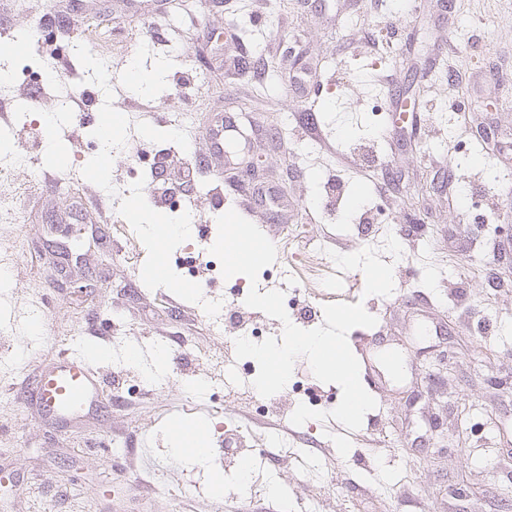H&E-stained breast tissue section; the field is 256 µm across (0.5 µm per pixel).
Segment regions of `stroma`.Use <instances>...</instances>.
<instances>
[{"label": "stroma", "instance_id": "stroma-1", "mask_svg": "<svg viewBox=\"0 0 512 512\" xmlns=\"http://www.w3.org/2000/svg\"><path fill=\"white\" fill-rule=\"evenodd\" d=\"M462 3L446 17L441 0L411 11L398 0H34L60 24L40 64L101 97L50 119L23 88L0 93L23 101L0 151L19 144L38 160L0 176L19 191L15 218L0 217V242L26 240L0 249V512H311L317 503L323 512H512V0ZM148 23L158 39L144 36ZM133 59L166 61L151 94L124 80ZM309 66L320 82L296 93L291 77ZM490 69L500 90L484 82ZM185 71L198 97L178 84ZM392 90L421 114L420 125L396 127V148L381 134ZM108 111L120 128L105 149L98 129ZM222 112L246 116L262 138L225 146L213 164L204 156ZM52 140L64 160H47ZM185 144L199 161L187 187L175 156ZM165 150L166 188L146 195L140 159ZM102 155L105 182L88 168ZM75 166L81 188L57 191ZM250 174L275 181L288 201L281 216L253 206L251 221L274 244L276 265L295 272L283 290L299 299L291 322L320 327L334 302L362 303L377 319L347 335L377 402L357 430L331 419L341 389L302 357L294 372L308 394L283 389L260 414L224 404L225 386L251 391L258 369L209 331L214 305L260 321V338L280 337L279 320L244 303L250 288L277 282L212 280L197 254L189 277L172 284L143 276L158 255L128 198L168 224L183 217L164 209L166 198L182 200L195 245L239 209L235 182ZM333 175L340 196L382 208L372 233L341 207L318 208ZM376 271L385 287H372ZM39 313L42 325L29 329ZM89 345L106 352L91 363L102 404L50 419L36 394L44 366ZM161 346L179 361L148 379ZM214 350L226 363L221 387L205 368ZM311 398L326 420L293 425ZM178 417L209 425L219 462L173 454ZM443 446L447 457L436 458ZM159 471L167 489L156 486Z\"/></svg>", "mask_w": 512, "mask_h": 512}]
</instances>
